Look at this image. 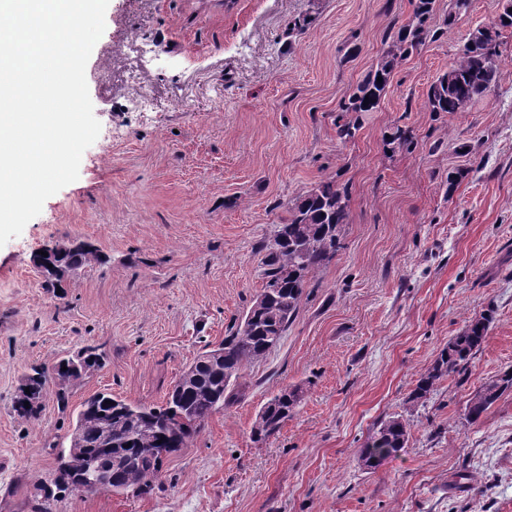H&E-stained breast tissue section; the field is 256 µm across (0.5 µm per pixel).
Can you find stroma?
I'll use <instances>...</instances> for the list:
<instances>
[{
  "label": "stroma",
  "mask_w": 512,
  "mask_h": 512,
  "mask_svg": "<svg viewBox=\"0 0 512 512\" xmlns=\"http://www.w3.org/2000/svg\"><path fill=\"white\" fill-rule=\"evenodd\" d=\"M503 4L436 0L432 26L455 16L447 35L403 62L343 143L338 105L413 0H109L86 80L112 136L0 247V512H512V391L465 418L512 367V28L487 98L457 114L425 107L470 29ZM300 16L310 24L288 38ZM396 127L410 148H387ZM326 178L350 186L343 247L308 276L280 345L243 371L240 399L164 459L152 494H45L83 401L162 405L260 292V244L286 205ZM54 243L97 251L59 291L33 265ZM486 313L465 370L427 406L409 403L449 338ZM86 346L103 366L49 383L21 420L32 367ZM296 387L293 416L254 442L260 408ZM397 415L411 423L404 448L365 469L361 448ZM463 470L472 481L454 485ZM511 389L512 368H508L473 394L468 404L467 421L475 423L505 391Z\"/></svg>",
  "instance_id": "obj_1"
}]
</instances>
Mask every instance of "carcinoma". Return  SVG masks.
I'll use <instances>...</instances> for the list:
<instances>
[{"instance_id": "obj_1", "label": "carcinoma", "mask_w": 512, "mask_h": 512, "mask_svg": "<svg viewBox=\"0 0 512 512\" xmlns=\"http://www.w3.org/2000/svg\"><path fill=\"white\" fill-rule=\"evenodd\" d=\"M436 0H414L412 21L387 35L388 49L372 69L339 104L336 138H355L365 112L380 107L399 65L414 51L443 36L453 23V14L444 28L433 29L428 20ZM512 27V11L506 9L488 24L479 36L466 39L457 59L430 85L426 108L434 115L462 112L471 103L487 97L497 77L501 30ZM382 81H377V77ZM350 189L326 178L305 191L280 218L274 234L262 246L263 288L260 303H251L241 320L233 323L217 347L203 352L187 366L159 407L127 402L110 392H97L83 403L70 435L69 448L60 451L53 485L60 492H132L149 494L158 477L152 459L167 456L181 448L199 432L220 407L232 402L242 371L277 348L296 317L304 295L307 277L330 263L343 248L341 231L350 217ZM95 255L92 249L71 251L53 259L59 276L65 275ZM491 316L472 319L448 344L430 368L422 374L409 401L419 406L427 401L443 377L464 369L487 338ZM101 365L92 346L82 348L76 357L62 359L53 373L34 370L25 386L32 399L40 398L50 375L61 381ZM67 370H62V367ZM512 389V368L486 382L471 397L467 421L476 422L507 390ZM300 391L283 389L257 413L252 427L254 441L276 434L300 401ZM409 420L392 416L377 426L361 452L362 465L376 468L385 458L405 446Z\"/></svg>"}]
</instances>
